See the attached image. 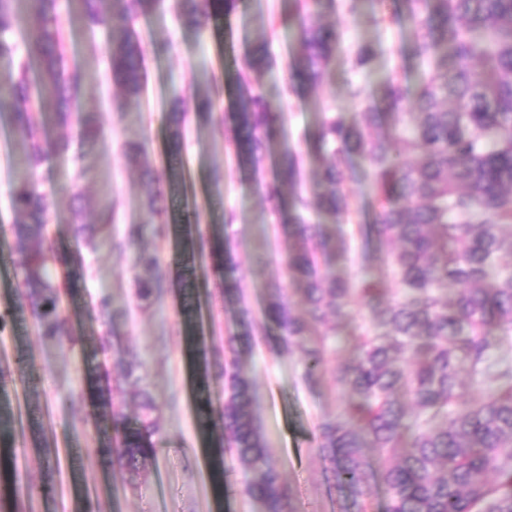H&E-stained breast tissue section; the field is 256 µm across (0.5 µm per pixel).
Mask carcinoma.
<instances>
[{
    "mask_svg": "<svg viewBox=\"0 0 512 512\" xmlns=\"http://www.w3.org/2000/svg\"><path fill=\"white\" fill-rule=\"evenodd\" d=\"M412 23L411 52L427 64L424 79L410 91L389 79L380 99L350 82L348 95L363 103L355 121L326 112L318 128L323 155L317 183L325 190L317 203L303 189L301 155L282 152L271 181L264 160L282 126L278 105L255 87L252 74L270 68L269 39L261 33L244 42L235 85L236 111L225 140L238 164L264 188L270 213L280 216L288 240L291 282L304 295L308 318L297 315L275 284L258 322L241 313L238 332L254 336L263 323L282 332L279 353L304 348L305 376L323 367L338 336L336 320L356 307L368 323L358 335V358L339 363L336 387L354 397L334 420L320 426L319 448L330 458L335 483L354 503L371 496L365 449L383 459L386 512H512V365L488 363L496 347H512V0H398ZM71 0L73 11L106 40L99 47L108 61V79L124 98L140 105L145 94L146 46L134 23L155 11L160 0ZM241 0H176L183 24L203 30L219 16L230 23ZM336 0H295L296 38L301 51L291 63L287 90L315 88L341 52L340 35L316 23L317 6ZM60 0H0V114L22 131L15 147L18 167L10 205L16 219L14 248L20 257L21 304L28 307L41 336L60 338L66 281L61 273L72 257L50 241L52 199L38 191V171L52 152H66L71 140L48 143L40 136L35 110L54 108L57 122L69 126L80 97L82 74L69 65ZM375 51L360 45L345 55L352 73L366 71ZM38 63L32 72V63ZM213 131L223 121L219 83L202 91L174 86L168 99L169 151L180 157L188 111ZM394 116L391 138L377 134L381 117ZM101 125L79 120L81 148H94ZM143 146L127 142L122 156L140 164ZM370 166L376 213L371 227L391 246L388 264L399 284L397 298L381 307L378 284L353 287L329 272L328 257L346 246L322 223L321 212L341 222L348 212L344 185L353 157ZM145 205L153 232L166 226L163 174L142 170ZM230 290L238 267L231 249L210 250ZM133 267L154 279L136 289L142 302L162 291L158 256L139 251ZM320 326L317 342L304 346L309 325ZM224 359L222 446L229 467L243 476L244 493L263 512H289L287 487L257 431L251 407L255 390L235 348ZM113 361L130 378L142 367L128 349H112ZM470 381L494 386L488 397L469 394ZM121 438L115 447L95 448L128 474L139 477L154 452L152 436L159 406L143 396V414L131 422L122 408L107 403Z\"/></svg>",
    "mask_w": 512,
    "mask_h": 512,
    "instance_id": "carcinoma-1",
    "label": "carcinoma"
}]
</instances>
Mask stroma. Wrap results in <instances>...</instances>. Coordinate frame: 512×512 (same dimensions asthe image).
<instances>
[{"label": "stroma", "mask_w": 512, "mask_h": 512, "mask_svg": "<svg viewBox=\"0 0 512 512\" xmlns=\"http://www.w3.org/2000/svg\"><path fill=\"white\" fill-rule=\"evenodd\" d=\"M395 9L394 0H357L351 9L341 5L319 9L322 22L340 30L343 47L367 43L375 49L371 69L358 76L373 97L380 96L391 73H399L413 87L423 70L407 50L410 23L406 17H397L388 26L375 22ZM292 12L291 0H250L248 9L234 15L231 37L220 27L189 30L168 7L141 17L136 28L149 44L146 96L138 108L120 106L119 91L106 80L107 61L94 50L104 41V33H89L77 18L66 19L68 54L86 72L80 110L98 119L104 135L84 157L72 151L54 155L41 169L40 188L53 200L54 244L79 256L73 266V286L63 299L67 339L62 343L38 335L30 314L18 308L10 190L15 165L12 148L19 130L10 116H0V252L9 255L0 263V316L6 321L0 329V346L23 359L20 369L11 370L0 381V415L21 414L25 427L24 437L13 447H0V487L12 456L24 455L28 478L39 488L26 502L25 512H81L86 491L94 497L95 512H261L260 505L244 495L241 476L222 474L210 451L221 439L222 407L216 396L224 391V377L218 369L224 364V340L235 327V314L244 310L261 317L275 283L292 305L301 300L289 279L288 243L269 214L262 187L237 166L223 134L190 121L181 151L185 176L164 181L162 189L176 223L198 221L213 244L232 240L240 279L229 294L211 257L188 268L179 265L181 248L173 232L161 238L144 236L139 244L120 250L90 251L72 232L70 189L76 185L84 191L87 219H94L106 206H115L116 221L110 228L115 239H123L129 226L148 225L140 173L125 166L123 144L143 143L142 164L167 171L166 108L172 85L203 88L211 76L218 75L224 79V103L232 105L241 40L266 27L273 30L271 51L276 63L257 76L256 84L281 106L284 123L275 153L266 158L265 171L273 173L278 151L287 148L314 159L322 113L338 112L350 121L361 107L346 96L349 73L340 61L331 66L321 86L300 96L285 94L291 80L289 65L300 50L293 32L282 24ZM398 47L403 50L399 56L394 53ZM354 163L348 218L331 229L336 237L348 239L350 248L336 255L331 268L336 276L354 283L383 278L389 289L393 282L385 277L388 248L368 229L374 215L371 168L361 156ZM228 211L236 215L230 225L224 222ZM139 247L155 252L167 275L164 292L147 303L135 296L136 281L144 276L132 266L131 257ZM103 293L112 297V315L105 324L94 311ZM188 303L208 345L213 368L209 393L215 396L211 402L199 390L194 352L185 333ZM360 321L357 310L348 311L341 321L335 354L312 381L304 377L301 353L277 354L280 332L275 325L239 346L254 381V423L288 488L291 512H358L335 486L331 463L318 444L320 424L334 419L345 400L331 374L338 363L355 357ZM105 338L113 346L138 353L142 383L161 408L155 454L134 481L97 452L98 447L119 439L105 413L106 398H113L128 417L140 413L136 397L115 391L121 376L111 355L102 349Z\"/></svg>", "instance_id": "obj_1"}]
</instances>
